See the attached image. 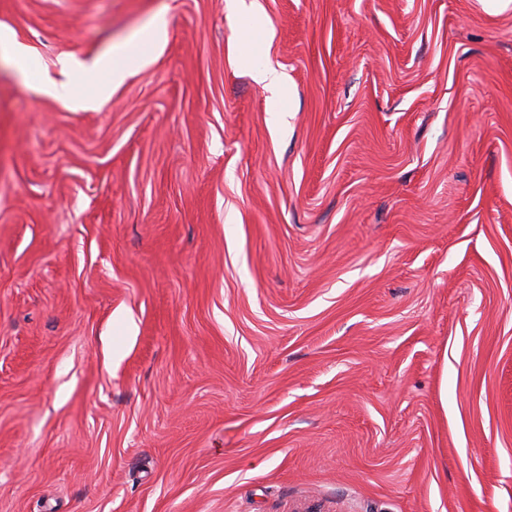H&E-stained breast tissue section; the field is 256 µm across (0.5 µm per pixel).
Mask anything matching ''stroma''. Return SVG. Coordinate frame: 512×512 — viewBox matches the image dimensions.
<instances>
[{"mask_svg": "<svg viewBox=\"0 0 512 512\" xmlns=\"http://www.w3.org/2000/svg\"><path fill=\"white\" fill-rule=\"evenodd\" d=\"M255 5L0 0V512H512V6ZM245 15L248 18V23L244 26L243 33L239 39L240 59L247 64L251 77L258 83L265 84L266 87L271 89L274 96L281 101L288 93V80L286 76L275 68L261 62H255L254 66L248 65V61L252 57L248 48L262 30L263 21L258 15L254 4L245 10ZM144 45L143 35L139 34L135 38L112 47L91 67L68 61H65L63 66L65 68H81L91 76L105 74L112 79V85H119L134 68L146 62Z\"/></svg>", "mask_w": 512, "mask_h": 512, "instance_id": "obj_1", "label": "stroma"}]
</instances>
